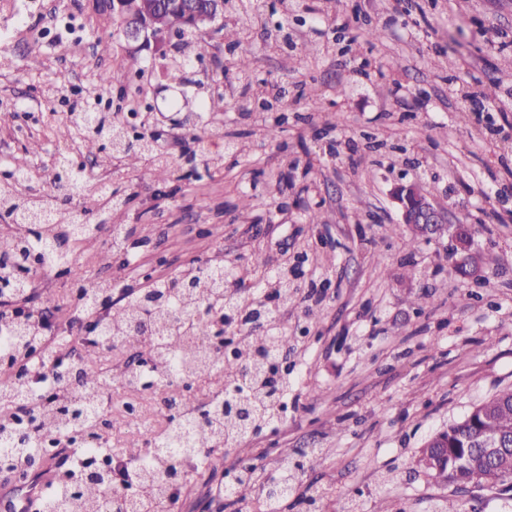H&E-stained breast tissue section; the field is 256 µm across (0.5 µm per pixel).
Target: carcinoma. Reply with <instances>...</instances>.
<instances>
[{
    "instance_id": "carcinoma-1",
    "label": "carcinoma",
    "mask_w": 512,
    "mask_h": 512,
    "mask_svg": "<svg viewBox=\"0 0 512 512\" xmlns=\"http://www.w3.org/2000/svg\"><path fill=\"white\" fill-rule=\"evenodd\" d=\"M224 13L232 22L223 26L227 46L237 50L231 67L236 79L251 91L245 105L261 103L272 110L278 99L270 100L266 93L254 86L252 59L244 47L249 35L264 28L266 38L275 44L288 42L281 35L283 26L275 30L266 28L258 12L248 9L246 0H224ZM204 35L188 31L181 35L175 46L181 57L173 58L170 66L173 79L180 78L183 68L203 57L201 42ZM144 72L137 57L113 72L98 75L102 83L124 85L129 76ZM224 101V97L203 99L194 113L195 121L188 131L198 149L191 153L187 165L195 171L209 167L211 157L207 148L206 127L211 108ZM67 127L90 153L109 149L112 158L128 167L148 163L155 177L162 181L169 173V162L161 151L155 133L142 128L131 134L119 120L106 112L86 104L66 116ZM55 177L52 186L63 200L74 196L81 180L72 159L61 154L55 159ZM122 201L114 193L98 194L101 222L82 223L63 207L52 209L56 224L45 225V207L41 200H22L13 187L0 185V213L9 219L12 232L0 237V286L15 293L18 298L28 296L31 276L29 266L32 254L39 255L41 267H65L71 273L75 288L72 307L83 320L95 319L99 335L84 339L88 354L76 371H59L53 357L42 349V338L35 334L33 321L8 320V329L0 332V359L13 365L11 381L0 382V453L5 457L0 467H16L32 456L45 458L49 448L61 441H73L76 435L86 437L76 443L73 457L77 464L64 477L47 486L42 498V512H110L103 492L111 487L104 478L91 481L85 472L91 466L90 458H99L107 448L116 447L125 453V447L116 445L108 437L98 435L99 416L95 403L102 392L118 386L130 391L163 397L170 385L178 381L193 385L204 382L208 387L209 404L200 411L197 404L185 405L180 418H171L167 424L153 427L148 419L140 418L146 407L136 399L124 402L123 414L129 427L143 429L147 438L141 452L131 458L138 496L131 501L125 497L118 504L120 512H170V481L185 475L184 461H195V469L206 470L205 456L225 445L258 432L268 422L269 405L274 394L288 391L291 378L283 375L279 391L265 387V376L276 354L293 343L288 327L262 334L252 330L237 340L233 353L215 360L212 342L213 321L234 311L247 321L267 316L263 304L266 290L272 289L279 302L295 307L298 297L288 272L262 252L251 257V266L245 270H227L220 262L207 268L191 269L184 274L188 287L174 290L167 284L139 290L130 285L123 296L124 302L112 303L114 288L88 271L78 273L76 251L65 247L69 241L82 244L97 236L99 227L110 223L112 212L120 209ZM134 323L152 328L149 336L131 335ZM146 350L150 366H126L119 373H101L95 370L101 361L118 347ZM52 372L61 384L59 391L49 398L38 395L40 387L35 375ZM29 403L35 409V427L31 428L9 415L17 405ZM494 434L512 442V388L496 393L489 401L475 406L461 421L440 431L441 448L437 452L446 456L448 467L438 477L458 488L462 485H486L512 492V458L499 460L498 471L487 473L479 465L482 440ZM297 474L288 469L279 476V483L270 489L258 485L252 472L244 471L238 483L230 490L242 501L263 500L278 504L293 487Z\"/></svg>"
}]
</instances>
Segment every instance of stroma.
I'll return each instance as SVG.
<instances>
[{
    "label": "stroma",
    "mask_w": 512,
    "mask_h": 512,
    "mask_svg": "<svg viewBox=\"0 0 512 512\" xmlns=\"http://www.w3.org/2000/svg\"><path fill=\"white\" fill-rule=\"evenodd\" d=\"M288 2L276 16L288 50L270 48L259 31L249 45L255 78L281 96L272 111L244 110L222 67L186 68L177 92L150 66L145 88L170 162L158 182L149 168L104 161L66 133L63 95L128 58L112 15L96 0H0V111L15 115L0 126V172L38 141L44 176L33 195L49 197L60 153L82 166L86 198L111 183L126 201L112 222L133 227L138 262L127 267L116 251L102 264L109 237L100 235L79 256L102 281L117 268L131 283L199 258L235 265L256 251L276 261L306 254L301 301L283 313L303 332L288 355L300 381L287 412L275 430L232 447L222 466L191 474L174 512H204L246 461L259 482L281 463L296 467L278 512H438L448 500L460 512H512L498 489L454 492L421 463L432 434L512 386V0H319L315 15L307 0ZM368 28L381 35L366 43ZM99 41L107 52L95 50ZM219 85L212 163L187 175L188 146L172 138L175 102L197 108ZM275 122L281 133L270 142L264 129ZM229 141L246 143V153L225 152ZM398 145L417 162L409 177L450 221L474 225V255L496 256L484 283L449 275L444 239L419 241L407 258L408 230L389 198ZM245 192L247 212L238 207ZM311 209L320 223H308Z\"/></svg>",
    "instance_id": "35a3bbf8"
}]
</instances>
